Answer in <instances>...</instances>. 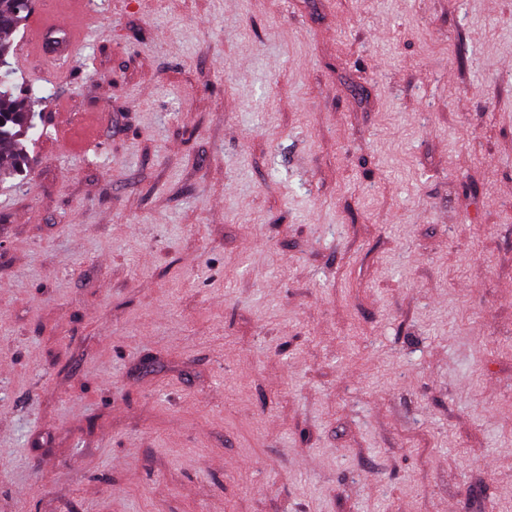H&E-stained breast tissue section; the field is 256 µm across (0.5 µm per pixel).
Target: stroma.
Instances as JSON below:
<instances>
[{
	"label": "stroma",
	"mask_w": 512,
	"mask_h": 512,
	"mask_svg": "<svg viewBox=\"0 0 512 512\" xmlns=\"http://www.w3.org/2000/svg\"><path fill=\"white\" fill-rule=\"evenodd\" d=\"M94 16L0 186V512H512V0Z\"/></svg>",
	"instance_id": "1"
}]
</instances>
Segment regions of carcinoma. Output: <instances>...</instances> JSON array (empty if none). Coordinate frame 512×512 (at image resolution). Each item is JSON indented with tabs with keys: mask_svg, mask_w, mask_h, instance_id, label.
<instances>
[{
	"mask_svg": "<svg viewBox=\"0 0 512 512\" xmlns=\"http://www.w3.org/2000/svg\"><path fill=\"white\" fill-rule=\"evenodd\" d=\"M30 9L29 0H0V59L10 56L16 32ZM12 69L0 70V182L13 177L27 163L26 142L39 135L35 106L49 99L47 90L15 94Z\"/></svg>",
	"mask_w": 512,
	"mask_h": 512,
	"instance_id": "carcinoma-1",
	"label": "carcinoma"
}]
</instances>
